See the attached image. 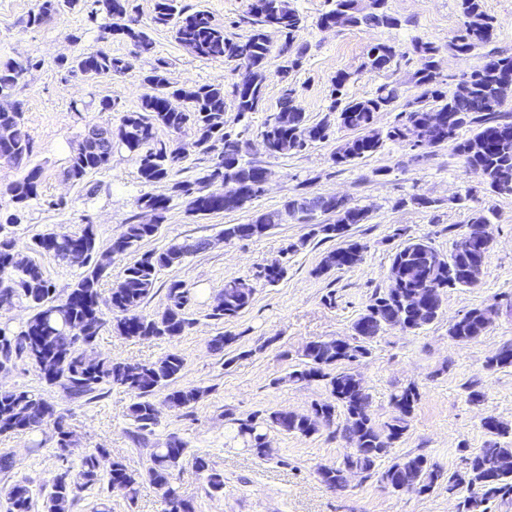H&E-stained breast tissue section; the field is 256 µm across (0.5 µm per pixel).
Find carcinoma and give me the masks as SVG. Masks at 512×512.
Instances as JSON below:
<instances>
[{
  "instance_id": "obj_1",
  "label": "carcinoma",
  "mask_w": 512,
  "mask_h": 512,
  "mask_svg": "<svg viewBox=\"0 0 512 512\" xmlns=\"http://www.w3.org/2000/svg\"><path fill=\"white\" fill-rule=\"evenodd\" d=\"M334 7L323 13L320 24L377 28L397 23L387 12L386 0H373L372 8L361 12L354 7L355 0H333ZM464 17L455 40H464L474 48L485 47L496 38L497 20L482 9V0H459ZM78 10L87 20L98 23L99 15L127 18V23L110 29L134 48V58L149 54L153 41L131 15V0H38L22 24L26 29L42 26L62 9ZM251 32L235 37L225 30L206 10L192 8L183 0H155L151 23L156 28L169 29L175 39L196 57L204 60H224L244 65L247 80L243 85L233 83L226 90L224 80L202 85H177L170 81L166 63L158 61L146 71L143 81L148 87L135 111L124 113L117 129L110 126L88 128L70 157L65 178L81 183L95 169L106 164L112 156L113 138H118L130 154L138 173L147 183H166L170 194L144 193L136 200L137 207L152 213L149 223H132L101 249L95 226L84 224L80 231L66 234L46 232L36 235L27 249L48 252L61 261H70L74 255H83L84 271L63 299L45 278L40 266L18 247L9 228L22 223L31 203L40 196L42 170L31 164L34 144L25 130L23 113L0 109V130L8 137L0 139V158L23 168V175L11 182L6 194L12 204L5 222L0 224V303H23L31 316L18 327L0 322V369L16 359H26L49 384L58 383L73 398H83L100 391L105 385H119L129 391L134 402L131 417L138 432L152 430L157 424L153 400L161 390H168L165 401L172 409L181 410L198 402L204 395L199 387L175 388L173 384L182 368L183 359L169 352L147 364L118 361L96 350L95 340L106 324L98 291L99 281L108 274L109 265L100 260V253L123 255L138 243L153 237L159 230L164 213L172 197L187 201L188 209L198 215L235 210L263 191L266 170L243 160L245 142L240 134L226 127L225 99L233 97L239 116L259 110L268 79V57L271 53V34H278L283 43L280 54L285 57L282 73L288 74L301 63L304 50L296 57L288 56L291 44L304 28L305 19L291 5V0H248ZM415 51L424 59L423 67L413 75L416 85L423 88L421 98L408 104L405 120L392 127L386 135L374 128L375 114L388 109L396 99V92L387 85L377 88L373 97L349 100L343 88L350 75L339 72L333 81L328 110L336 114L338 125L356 132V136L337 146L331 155L336 165L365 159L376 153L388 139L405 143L416 149L410 138L418 129L426 137L429 147L448 146L463 160L465 168L481 178L485 192L491 195H512V121L498 109L491 108L492 100L512 88V55L491 50L483 63L463 73L455 90L448 94L441 90L437 71L438 46L432 42H418ZM397 57L395 48L377 42L370 46L367 65L384 70ZM57 66L64 72H80L88 79L122 73L133 67L131 59L112 56L103 51H91L75 58L63 57ZM30 66L13 60L0 61V96L9 97L24 83ZM473 127V134L459 138L458 131ZM163 127L173 134L168 140L157 136ZM190 129L198 153L206 156L209 165L202 175L191 180L177 179L184 159V147L179 134ZM266 152L271 155L301 151L315 142L330 137L326 121L306 124L304 113L296 104V90L288 87L280 99V107L266 121L261 133ZM230 180L238 185V194L232 197L216 196L208 191L215 185ZM294 216V223L309 224L315 215L334 214L332 224L318 225L325 240L342 236L353 224H362L368 210L352 206L334 195L302 194L288 199L279 209L256 215L247 224L224 225V238L250 239L261 237L283 223V215ZM208 241L183 242L165 250L142 253L127 265L117 286L112 289L108 308L116 315L115 329L127 338H167L183 335L193 325L189 317L191 291L181 280H172L167 287V307L155 316L139 313L140 305L156 287L157 276L192 253L205 250ZM492 241L477 235L460 234L446 255L440 254L424 238L407 239L394 253L388 274L389 287L373 294L365 312L354 323L355 344L341 347L344 340L321 339L310 342L302 354L299 368L289 373V380L297 383L323 381L333 401L316 403L309 414L287 410L257 413L246 419H237V435L243 450L260 458H270L271 448L267 434L262 431L271 424L287 433L304 437L316 434L321 426L333 423L336 407H341L345 422L341 428L343 439L351 445L337 467L318 470L321 482L330 488L341 487L342 474L368 478L380 473V481L395 492L429 491L438 481L447 479L448 491L466 487L468 495L457 504L458 512H487V504L494 499H512V447L499 441L512 429L493 416L485 418L484 428L490 434L483 448L465 458L462 471L446 476L442 469L425 454H407L394 460L382 471L378 462L389 455L392 445L408 428L420 392L410 385L395 393L391 403L397 415L381 428L369 413V394L362 381L346 363L364 357L368 349L364 342L386 327L416 330L434 322L442 307L443 296L450 288L473 287L477 280L469 277L474 267H484ZM364 246L350 242L331 250L322 259L319 273L351 267L362 260ZM285 267L275 260L257 273V278L273 285L284 276ZM254 288L242 280H231L217 297L208 317L215 321L237 317L253 300ZM493 308L476 307L448 327V336L455 342H470L484 335L492 321ZM512 366V343L503 345L487 361V367ZM52 431L59 449V465L51 490L44 496L42 512H68L81 494L102 480L103 459L110 456L105 448H96L82 458L79 469L68 460L66 449L72 446V431L65 416L40 394L31 390L0 391V436L15 432ZM185 453L183 443L169 440L164 447L153 449L151 466L145 480L162 492L164 502L173 504L176 512H196L193 503L181 497L174 482V471ZM196 469L205 475L209 492L224 490V475L213 468L209 458L195 457ZM140 476L128 471L124 463L111 459L107 470L106 492L118 490L128 501L136 499ZM8 504V512H32L34 495L25 481H15L0 488Z\"/></svg>"
}]
</instances>
